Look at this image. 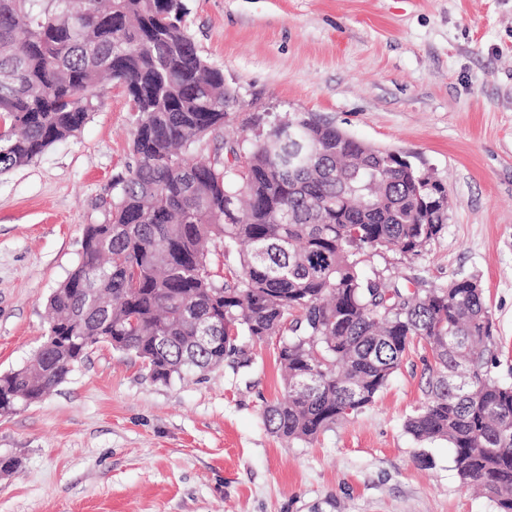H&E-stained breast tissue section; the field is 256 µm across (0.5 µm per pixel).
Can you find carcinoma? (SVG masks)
<instances>
[{
    "instance_id": "carcinoma-1",
    "label": "carcinoma",
    "mask_w": 512,
    "mask_h": 512,
    "mask_svg": "<svg viewBox=\"0 0 512 512\" xmlns=\"http://www.w3.org/2000/svg\"><path fill=\"white\" fill-rule=\"evenodd\" d=\"M185 14L183 0H0V173L75 135L105 78L137 114L134 164L50 297L46 341L0 375V411L40 401L98 343L168 383L244 356L241 336H277L287 396L265 422L311 441L344 406L373 404L419 338L435 363L407 431L447 441L460 478L512 512V384L491 370L480 281L424 288L387 267L363 271L387 252L417 256L442 233L445 187L309 112L257 142L224 140L237 94ZM210 139L232 160L185 161ZM209 240L224 245L222 276ZM205 325L214 331L201 342Z\"/></svg>"
}]
</instances>
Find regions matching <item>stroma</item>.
<instances>
[{
  "label": "stroma",
  "instance_id": "obj_1",
  "mask_svg": "<svg viewBox=\"0 0 512 512\" xmlns=\"http://www.w3.org/2000/svg\"><path fill=\"white\" fill-rule=\"evenodd\" d=\"M199 52L238 92L224 134L253 118L310 112L409 156L442 183L448 224L417 256L374 258L435 288L480 280L497 377L512 384V0H185ZM76 136L0 175V373L48 333L47 299L102 221L112 179L133 162L136 115L110 81ZM276 340H244L250 365L170 383L100 343L38 403L0 415V512H496L464 486L447 442L405 422L421 406L422 341L375 403L312 442L265 425L282 399ZM427 454L430 464L419 461Z\"/></svg>",
  "mask_w": 512,
  "mask_h": 512
}]
</instances>
